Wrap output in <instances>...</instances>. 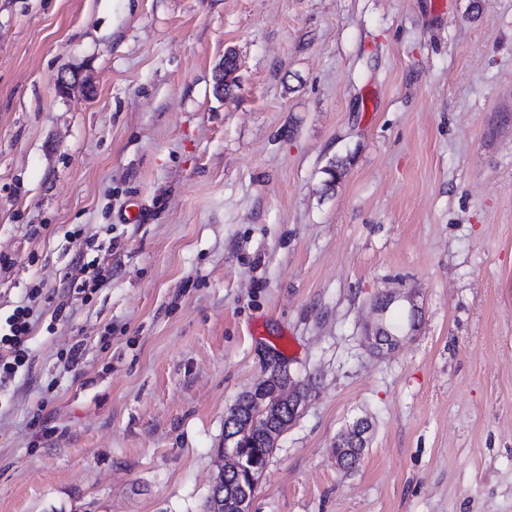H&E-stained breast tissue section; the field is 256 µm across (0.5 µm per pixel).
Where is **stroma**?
<instances>
[{"label":"stroma","instance_id":"1","mask_svg":"<svg viewBox=\"0 0 512 512\" xmlns=\"http://www.w3.org/2000/svg\"><path fill=\"white\" fill-rule=\"evenodd\" d=\"M436 2L0 0V316L53 293L0 383V512H206L267 351L310 396L250 512H512V0ZM392 289L421 314L382 355ZM228 56H231L228 57ZM228 57V58H226ZM237 70V63L235 56L233 54H228L224 56V59L218 64L216 70V79H217V91L223 92L224 94L229 95L232 91L233 86L236 85L237 76H235V72ZM222 75H224V86H222V81H220ZM95 261L96 260L93 259L86 263L83 262L79 266L78 271L80 274L83 275L81 284L82 288H79L80 290H82V292H86L87 290H89L88 287L90 286V283V290L93 291L97 288H100L108 280V275L103 273L104 270H102V268L96 265ZM400 297L397 292H388L378 298L374 304L376 312L381 316L380 323L371 328L368 333V341L372 349L379 353L392 352L396 350L402 340L405 338L403 334L404 327L397 321L392 320L387 326L386 313L390 306ZM393 333H403L393 334ZM371 427L365 420H360L354 423L346 432L341 434L337 446L341 443L342 448V442H348L352 444L354 448H358L356 451L346 452L345 459L350 460V462L356 463L358 461L359 456L363 450V448L368 447L369 442V433H370Z\"/></svg>","mask_w":512,"mask_h":512}]
</instances>
